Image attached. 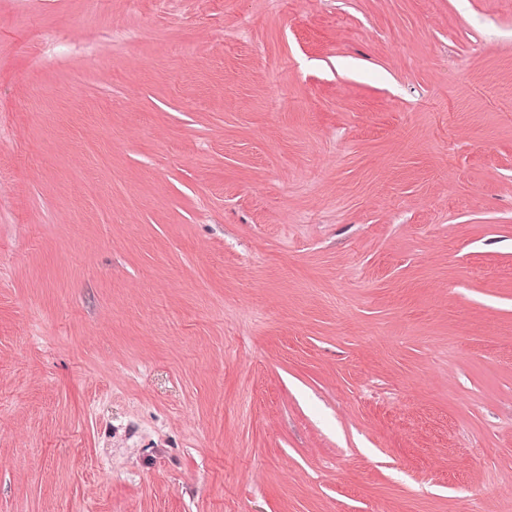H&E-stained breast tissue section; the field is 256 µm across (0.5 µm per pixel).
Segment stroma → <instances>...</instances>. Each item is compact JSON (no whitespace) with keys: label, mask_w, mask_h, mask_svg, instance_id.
Instances as JSON below:
<instances>
[{"label":"stroma","mask_w":512,"mask_h":512,"mask_svg":"<svg viewBox=\"0 0 512 512\" xmlns=\"http://www.w3.org/2000/svg\"><path fill=\"white\" fill-rule=\"evenodd\" d=\"M512 0H0V512H512Z\"/></svg>","instance_id":"35a3bbf8"}]
</instances>
